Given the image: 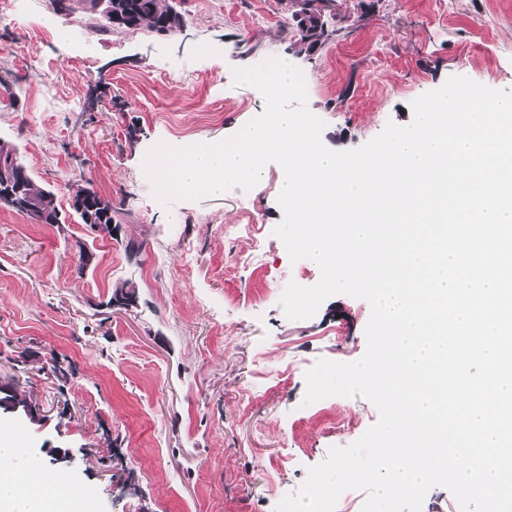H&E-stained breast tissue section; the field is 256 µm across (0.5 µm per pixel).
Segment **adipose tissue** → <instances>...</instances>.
Listing matches in <instances>:
<instances>
[{
    "mask_svg": "<svg viewBox=\"0 0 512 512\" xmlns=\"http://www.w3.org/2000/svg\"><path fill=\"white\" fill-rule=\"evenodd\" d=\"M15 437L0 436V512H67L71 503L64 483L18 493L19 472L12 464Z\"/></svg>",
    "mask_w": 512,
    "mask_h": 512,
    "instance_id": "1",
    "label": "adipose tissue"
}]
</instances>
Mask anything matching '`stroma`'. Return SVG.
Returning <instances> with one entry per match:
<instances>
[{
	"label": "stroma",
	"mask_w": 512,
	"mask_h": 512,
	"mask_svg": "<svg viewBox=\"0 0 512 512\" xmlns=\"http://www.w3.org/2000/svg\"><path fill=\"white\" fill-rule=\"evenodd\" d=\"M162 3L183 13V35H97L50 0H0V141L60 211L87 185L117 220L93 233L0 207V386L37 410L0 411V427L21 430L20 472L49 470L89 512H276L330 447L379 419L358 396L304 402L319 359L365 354L370 306L335 294L286 318L288 282L315 285L320 269L291 261L274 233L278 164L251 190L167 209L144 154L237 133L265 102L232 70L269 57L302 71L335 151L409 125L412 101L450 76L512 90V0H336V34L310 56L283 0ZM83 249L95 256L84 268ZM126 283L136 305L109 306ZM57 448L69 467L53 464Z\"/></svg>",
	"instance_id": "obj_1"
}]
</instances>
